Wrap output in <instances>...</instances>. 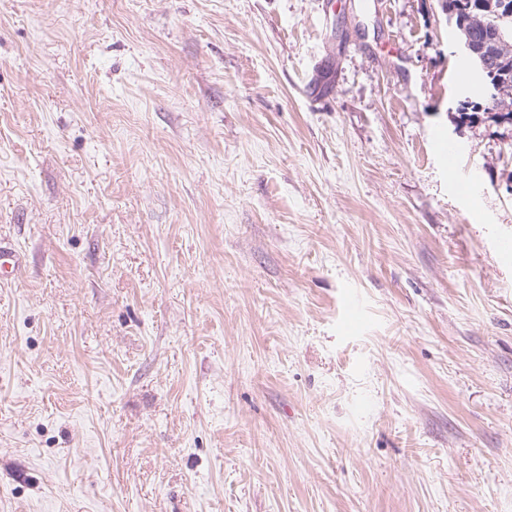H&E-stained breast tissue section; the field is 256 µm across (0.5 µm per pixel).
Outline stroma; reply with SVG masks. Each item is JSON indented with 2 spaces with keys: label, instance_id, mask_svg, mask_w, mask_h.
<instances>
[{
  "label": "stroma",
  "instance_id": "stroma-1",
  "mask_svg": "<svg viewBox=\"0 0 512 512\" xmlns=\"http://www.w3.org/2000/svg\"><path fill=\"white\" fill-rule=\"evenodd\" d=\"M442 5L0 0V512H512V124Z\"/></svg>",
  "mask_w": 512,
  "mask_h": 512
}]
</instances>
